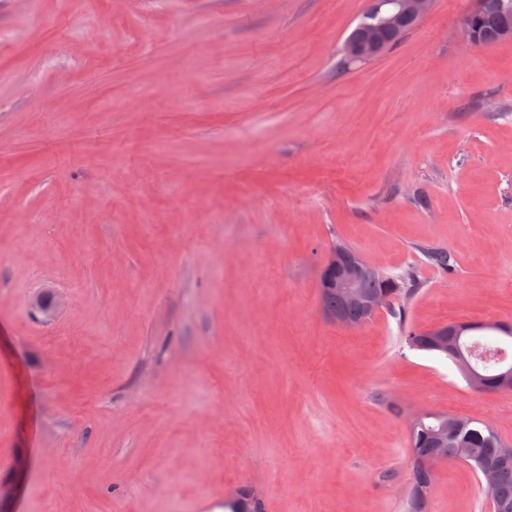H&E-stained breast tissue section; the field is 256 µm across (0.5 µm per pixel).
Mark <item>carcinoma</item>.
I'll return each mask as SVG.
<instances>
[{"mask_svg": "<svg viewBox=\"0 0 512 512\" xmlns=\"http://www.w3.org/2000/svg\"><path fill=\"white\" fill-rule=\"evenodd\" d=\"M512 24V0H494V5L472 19V25L477 32L480 45L489 46L512 37L503 32L507 24ZM424 262L442 272L455 269L452 255L443 249L426 248L422 250ZM393 282L397 288L395 299L406 301L412 298L420 288V282L414 273L406 269L400 273L377 270L363 283L366 293L386 291L385 285ZM399 320L400 331L405 345L417 351L434 352L425 342V335L410 328L405 320L404 310L392 311ZM484 328L477 323L469 326L468 336L464 343L469 362L479 373L488 377L487 387L495 389L494 376L499 373L496 367L479 365V360L488 356L496 365L512 359V347L506 348L492 344L480 338ZM445 415L437 412H426L420 416L419 422L410 427V449L413 463L412 487L413 492L406 504V512H426V501L431 486V474L428 466L433 464L441 455L448 459L469 465L475 473H481L487 465L496 467V482L488 492L490 509L494 512H506L512 509V457L504 458L501 449L507 446L497 433L488 425L468 417L457 418L458 430L448 434V443L440 442L434 436L439 422ZM228 512H261L254 498H242L224 503Z\"/></svg>", "mask_w": 512, "mask_h": 512, "instance_id": "obj_1", "label": "carcinoma"}]
</instances>
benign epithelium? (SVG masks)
Returning a JSON list of instances; mask_svg holds the SVG:
<instances>
[{
	"instance_id": "obj_1",
	"label": "benign epithelium",
	"mask_w": 512,
	"mask_h": 512,
	"mask_svg": "<svg viewBox=\"0 0 512 512\" xmlns=\"http://www.w3.org/2000/svg\"><path fill=\"white\" fill-rule=\"evenodd\" d=\"M434 0H383V8L368 15L359 24L360 38L343 47V54L351 61L365 62L385 53L400 39L413 22L420 21L431 9ZM372 272L361 255H354L339 246L332 248L321 267L319 288L327 304L321 307L323 315L346 329L362 326L361 320L350 317L355 310L362 316L378 313L390 304V294L367 295L362 283ZM431 342L440 349H448V337L461 336L457 328L441 323L427 330Z\"/></svg>"
}]
</instances>
